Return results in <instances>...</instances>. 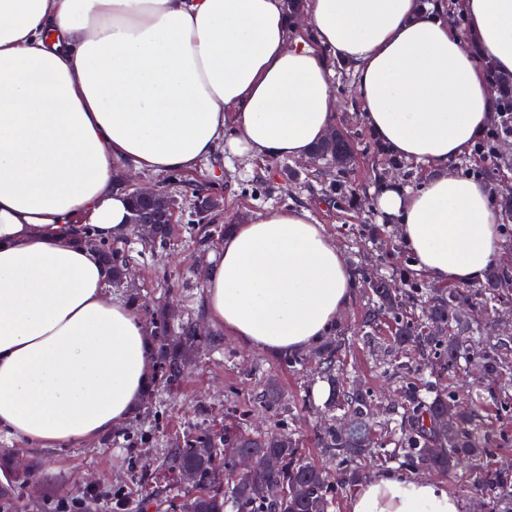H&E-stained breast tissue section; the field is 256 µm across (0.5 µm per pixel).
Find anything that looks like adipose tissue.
I'll use <instances>...</instances> for the list:
<instances>
[{"label": "adipose tissue", "instance_id": "1", "mask_svg": "<svg viewBox=\"0 0 512 512\" xmlns=\"http://www.w3.org/2000/svg\"><path fill=\"white\" fill-rule=\"evenodd\" d=\"M465 31L417 0H309L294 46L283 0H0V432L52 448L132 417L150 379L141 315L106 292L96 249L129 228L119 169L192 170L223 156L306 157L352 66L363 118L428 165L375 200L417 270L483 280L502 256L484 183L453 170L492 117L482 61L512 74V0H462ZM354 298L324 225L301 207L238 224L206 274L210 324L270 353L319 343ZM348 512H460L442 484L380 473Z\"/></svg>", "mask_w": 512, "mask_h": 512}]
</instances>
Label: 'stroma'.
<instances>
[{"label": "stroma", "instance_id": "35a3bbf8", "mask_svg": "<svg viewBox=\"0 0 512 512\" xmlns=\"http://www.w3.org/2000/svg\"><path fill=\"white\" fill-rule=\"evenodd\" d=\"M332 89L336 97L332 126L347 136L352 148L345 170L307 157L267 158L248 168L232 163L218 176L206 166L182 172L173 193L187 203L200 194L218 195L220 209L206 230L192 231L186 223L176 224L171 243L158 260L137 266L132 281L115 294L123 298L136 292L146 311L171 309L175 318L192 320L216 343L194 357L179 389L156 388L154 396L143 400L127 422L96 442L39 448L1 438L0 457L18 454L33 477L31 487L18 490L14 512H60L61 503L75 499L83 503L82 512H116L113 493L146 497L157 489L149 480L132 482L134 458L157 466L170 442L205 428L222 429L226 417L242 412L251 429L276 432L285 428L294 433L305 459L335 476L336 459L318 447L316 433L340 413L328 410V395L318 392L325 380L316 361L296 368L284 366L281 356L247 347L207 320L205 268L225 227L289 206L307 209L325 226L355 273V298L340 313L328 338L338 344L337 372L367 393L375 408L372 422L382 445L366 462L365 476L383 470L400 472L399 462L389 458L394 432L389 411L402 385L389 351L395 322L387 314L369 330L363 328L362 319L372 304L370 280L381 278L395 284L412 317L420 316L424 300L441 290L440 284L413 268L395 222L381 218L374 205L383 185L417 189L428 168L388 153L375 138L361 117L350 69L335 67ZM495 148L496 159L484 160L472 153L458 160L456 171L461 177L487 182L490 205L497 211L504 200L512 199V137L496 142ZM476 321L479 332L470 338L475 353L483 350L487 338L512 333V300L503 306L479 307ZM271 381L280 390L281 406L265 411L255 397ZM448 381L458 387L461 401H470L477 392L483 394L486 423L509 438L507 444L493 449L492 459L512 464V414L498 412L491 396L496 383L477 381L469 367Z\"/></svg>", "mask_w": 512, "mask_h": 512}]
</instances>
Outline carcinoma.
<instances>
[{"instance_id": "cac0c4a2", "label": "carcinoma", "mask_w": 512, "mask_h": 512, "mask_svg": "<svg viewBox=\"0 0 512 512\" xmlns=\"http://www.w3.org/2000/svg\"><path fill=\"white\" fill-rule=\"evenodd\" d=\"M345 140H336V132L329 133L314 147V153L329 164L343 165L349 154L343 151ZM202 206L190 212L200 222L219 202L215 194L200 196ZM173 226L162 224L159 235L142 244L140 250L114 248L108 241L94 238L91 228L85 229L88 241L97 249L106 269L108 280L122 282L126 266L158 256L167 247ZM512 290V271L507 268L492 270L485 283L477 288H450L425 301L422 322L409 320L400 312L397 297L380 279L371 281L372 307L363 318V327L372 328L380 317L391 313L396 323L393 341L398 347L410 346L422 357L438 360L439 368L453 371L460 361L468 359L464 344L456 333L470 331V322L463 315L466 306L481 302L492 304ZM149 335L158 345L153 380L168 389L178 388L184 379L190 354L206 349L214 340L198 333L191 321L177 322L160 314L150 318ZM337 347L329 346L318 353L324 372L330 376L331 403L350 413L355 431L347 434L335 425L323 426L317 434L319 447L336 457L339 473L336 481L315 465L305 461L299 444L292 434L283 430L270 434L253 433L236 419H229L220 430H204L191 434L183 443L168 449L166 467L153 470L150 477L158 480L162 473L172 480L168 492L176 499L178 512H328L336 489L352 486L361 478L356 461L371 453L377 444L372 426L367 419L369 397L360 389L336 383L333 376ZM512 338L503 336L494 341L489 350L478 357L479 370L487 377L499 379L496 401L503 412H512ZM402 410L394 434L396 449L391 457L400 465L414 469L424 465L453 482H466L485 498L489 512H512V465L491 462L492 448L508 442V437L496 433L484 421L478 407L459 410L452 429L440 431L434 426L436 416L447 410L448 402L456 400L451 386L438 380L418 384L407 377L402 386ZM427 396H421V392ZM257 403L274 409L280 405V393L270 383L257 398ZM240 451L251 452L259 458L274 455L279 465L274 469L259 467L248 475L233 472V460ZM185 469L195 473V492L182 491L179 476ZM29 479L27 469L14 468L13 482L0 490V509L9 512L14 505V490ZM297 485L303 494L294 497L285 490ZM271 488L275 496L264 501L255 494V488Z\"/></svg>"}]
</instances>
